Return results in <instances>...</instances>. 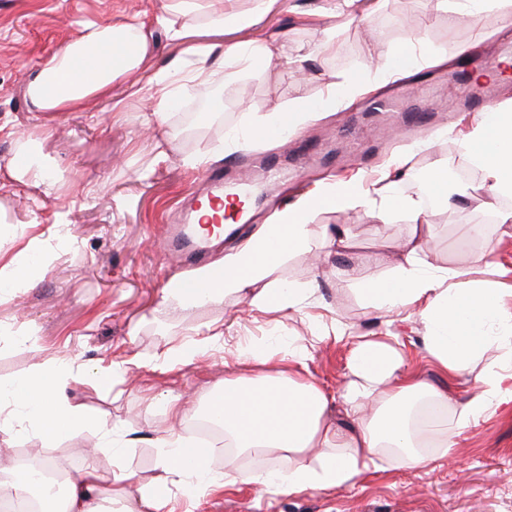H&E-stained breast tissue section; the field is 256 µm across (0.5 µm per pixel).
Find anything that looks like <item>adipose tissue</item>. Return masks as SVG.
I'll use <instances>...</instances> for the list:
<instances>
[{
  "label": "adipose tissue",
  "mask_w": 512,
  "mask_h": 512,
  "mask_svg": "<svg viewBox=\"0 0 512 512\" xmlns=\"http://www.w3.org/2000/svg\"><path fill=\"white\" fill-rule=\"evenodd\" d=\"M279 0H251L248 10L232 7L210 10L204 0H168L164 15L146 21L137 15L122 23L87 21L81 35L54 51L31 73L27 97L33 111L59 115L89 112L110 97L114 84L140 71L149 56V24L165 28L168 38L184 42L186 27H174L175 16L198 15L205 29L225 34L223 49L199 42L186 44L183 54L154 72L147 89L133 87V94L147 92L154 106L144 122L165 127L168 104L189 83L222 86L238 75L267 66L280 75L299 73L304 57L285 35H271L247 42L236 40L237 32L257 26ZM359 73L329 78L317 103L292 101L253 121L252 138L267 139L272 127L303 130L318 112L347 106L362 93ZM471 161L485 173L484 195L488 201L512 195V113L494 111L475 114L466 144ZM335 206L389 218L402 214L421 223L423 209L412 196L390 195L387 186L366 188L353 181H328L315 195L300 199L293 207L275 212L240 248L230 250L213 264L197 270L192 278L171 281L162 302L182 309L199 300L223 302L234 294L249 307L280 311L304 306L312 285H284L272 279L274 264L285 254L306 250L311 235L308 224L318 208ZM395 253L399 262L390 278L381 282L360 281L362 295L378 313L401 314L415 310L425 331L428 355L440 370L455 378L475 367L480 355L497 349L498 362L482 370L475 393L462 403L458 428L468 427L488 411L512 404V326L504 324L496 293L490 288H452L448 273L439 271L422 241L415 237L390 242L386 261ZM206 291H198V284ZM224 327L212 324L202 341L167 348L157 354L159 367L170 368L194 362L208 346L219 344ZM272 353L256 350L244 355V369L224 377V385L210 392L209 400L223 416L224 471L210 468L211 451L190 445L173 431L158 444L161 474L138 489V498L126 512H159L171 500L170 476L201 492L254 484L272 493H304L310 490L351 489L377 469L376 461L389 449L400 451L406 467L426 463L424 448L448 458L456 444V430H415L410 416L412 400L426 397L445 407L449 400L441 392L405 368V354L398 343L385 340L356 342L348 363V380L341 397L346 421L330 411L323 388L303 373L307 358L301 345L281 353L273 365ZM92 379L104 385L108 373L90 372L66 362L48 367L36 365L27 375L23 394L0 386V432L11 430V411L19 409L27 423L44 435L58 437L92 421L84 404L71 397L72 385ZM279 451L287 467L242 471L240 455L263 457ZM130 473L119 470L106 480L97 468L85 469L70 482L63 497L65 512H112L114 501L125 499V481Z\"/></svg>",
  "instance_id": "obj_1"
}]
</instances>
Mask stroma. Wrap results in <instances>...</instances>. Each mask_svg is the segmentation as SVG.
Returning <instances> with one entry per match:
<instances>
[{
  "label": "stroma",
  "instance_id": "1",
  "mask_svg": "<svg viewBox=\"0 0 512 512\" xmlns=\"http://www.w3.org/2000/svg\"><path fill=\"white\" fill-rule=\"evenodd\" d=\"M322 2L279 0L260 24L241 33L245 40L285 34L298 42L308 54L301 79L277 81L271 67L238 77L224 91L222 117L187 130L177 115H170L169 134L163 137L143 123L148 99L130 95L126 86L114 85L111 100L96 111L38 118L26 85L32 69L74 39L83 21L159 14L166 0H0V257L36 267L32 282L0 280V383L19 386L37 362L73 360L90 370L121 366L110 385L85 384L76 393L91 412L112 424L134 482H149L159 473L157 440L171 426L167 400L179 396L194 402L189 421L179 427L191 436L192 421L208 410L207 393L223 384L225 372L238 369L239 356L250 349L306 344L307 375L334 396L345 382L354 342L392 333L409 369L452 400L463 399L475 387L474 375L449 379L426 358L417 315L386 324L350 278L355 268L369 281L391 274L392 265L375 263L373 257L385 241L413 234V224L401 214L381 222L340 208L316 211L310 218L309 251L288 254L275 271L287 283L314 285L304 309L253 310L233 295L186 310L159 304L168 281L190 270L156 239L163 225L178 219L183 197L203 183L209 170L223 169L229 183L246 177L263 187L251 214L242 218L239 238L225 240L230 248L255 233L274 211L317 188L322 178L388 182L394 194L410 195L416 157L444 169L470 166L463 141L471 116L456 111L448 86L463 55L496 76L498 103L512 112V65L500 62L504 43L497 34V11L481 8L467 19L453 8L430 14L427 0H384L374 12L369 0H360L361 21L337 27L336 46L324 53L315 41L316 31L327 23ZM417 42L448 55L447 63L421 67L404 80L408 86L434 84L430 94L415 101L432 115L425 132L430 146L423 153H416L411 137L400 133L399 116L357 118L339 109L322 113L289 136L287 145H253V152L279 159L277 179L236 165L231 133L251 116L296 99H317L331 75L367 64L381 71L389 50ZM23 140L28 156L57 182L58 198L44 197L40 186L8 169ZM198 155L210 156L209 165L188 168L186 158ZM483 182L479 170L469 184L450 180L439 190L427 187L436 203L426 210L425 241L440 267L464 272L470 284L498 289L502 313L512 319V223L498 221L506 203L493 212L472 193V185ZM61 212L66 215L62 224L57 221ZM330 224L350 236L354 251L338 255L326 250ZM471 224L483 225L481 237H469ZM214 322L224 326L222 347L172 371L154 367L157 353L194 339L196 330ZM336 323L346 326L345 336L328 335ZM132 358L138 366H129ZM100 442L94 427L57 439L23 425L14 433H0V471L10 472L17 454L33 449L69 478L90 465L108 472L111 457L87 453ZM181 504L190 512H512V405L465 430L451 459L406 470L386 458L380 471L354 489L270 494L244 485L185 498Z\"/></svg>",
  "mask_w": 512,
  "mask_h": 512
}]
</instances>
